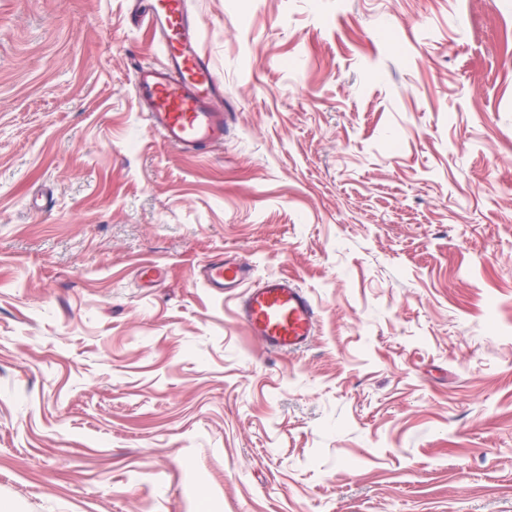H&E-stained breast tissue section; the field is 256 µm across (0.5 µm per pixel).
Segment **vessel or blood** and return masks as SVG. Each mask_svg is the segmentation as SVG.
<instances>
[{"label": "vessel or blood", "instance_id": "1", "mask_svg": "<svg viewBox=\"0 0 512 512\" xmlns=\"http://www.w3.org/2000/svg\"><path fill=\"white\" fill-rule=\"evenodd\" d=\"M130 22L147 27L163 50L160 62L132 64V85L147 109L148 131L185 153L223 141L224 84L200 48L202 24L187 0H131ZM199 277L215 292L237 297V319L268 351L301 350L316 332L318 309L291 279H254L246 263L228 256L209 260Z\"/></svg>", "mask_w": 512, "mask_h": 512}]
</instances>
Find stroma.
<instances>
[{
	"mask_svg": "<svg viewBox=\"0 0 512 512\" xmlns=\"http://www.w3.org/2000/svg\"><path fill=\"white\" fill-rule=\"evenodd\" d=\"M129 4L0 0V500L512 512V0H189L232 114L193 155ZM224 252L307 289L306 349ZM199 277L215 292L237 296V319L268 351H299L315 335L318 309L308 291L288 277L273 275L254 281L249 266L229 256L209 260Z\"/></svg>",
	"mask_w": 512,
	"mask_h": 512,
	"instance_id": "stroma-1",
	"label": "stroma"
}]
</instances>
